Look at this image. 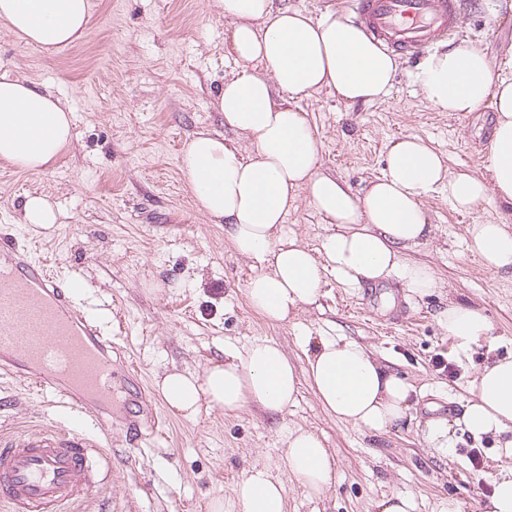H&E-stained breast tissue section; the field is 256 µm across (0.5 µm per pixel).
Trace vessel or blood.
<instances>
[{
    "instance_id": "1",
    "label": "vessel or blood",
    "mask_w": 512,
    "mask_h": 512,
    "mask_svg": "<svg viewBox=\"0 0 512 512\" xmlns=\"http://www.w3.org/2000/svg\"><path fill=\"white\" fill-rule=\"evenodd\" d=\"M368 37L407 58L462 35L457 0H351ZM78 281L54 275L28 247L0 238V369L58 396L82 424L0 435V505L63 512L112 477V339L77 306Z\"/></svg>"
}]
</instances>
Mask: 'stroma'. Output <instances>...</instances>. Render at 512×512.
<instances>
[{"label":"stroma","instance_id":"obj_1","mask_svg":"<svg viewBox=\"0 0 512 512\" xmlns=\"http://www.w3.org/2000/svg\"><path fill=\"white\" fill-rule=\"evenodd\" d=\"M91 2L85 36L51 53L0 28V65L74 116L72 147L48 172L0 165V233L31 244L59 276L82 281L77 304L111 337L113 358L131 363L139 378L115 383L123 394L112 404L117 478L77 512H211L213 501L232 500L252 466L276 459L283 433L298 427L333 449L336 480L316 498L285 476L288 512H374L376 501L397 492L414 497L416 512H446L452 502L459 512H483L495 478L512 476V456L503 438L473 437L461 416L476 371L512 356V272L485 267L467 247L466 227L479 219L512 225V203L492 195L463 212L444 188L426 201L433 237L403 259L431 267L432 293H411L393 279L347 288L328 272L318 306L289 322L267 321L245 295L249 261L183 191V144L199 131L224 134L216 97L239 70L220 0ZM461 19V45L480 46L494 72L512 77V0H464ZM416 68L400 59L389 94L372 104L350 105L325 91L297 104L322 136V170L354 193L381 175L391 142L406 134L440 151L451 174L486 171L491 105L463 117L435 111L411 78ZM34 194L62 213L44 235L18 222ZM452 300L478 307L489 336L459 349L437 318ZM303 336H341L374 349L413 386L410 420L369 434L328 415L305 382L281 415L250 406L187 419L154 392L167 372L202 370L225 346L257 339L278 342L303 366ZM438 358L451 371L435 368ZM140 384L154 392L159 426L130 447L123 424L138 417ZM439 417L451 424L442 446L425 430ZM73 419L58 399L0 370V431Z\"/></svg>","mask_w":512,"mask_h":512}]
</instances>
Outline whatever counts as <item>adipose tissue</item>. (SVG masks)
I'll list each match as a JSON object with an SVG mask.
<instances>
[{
	"instance_id": "adipose-tissue-1",
	"label": "adipose tissue",
	"mask_w": 512,
	"mask_h": 512,
	"mask_svg": "<svg viewBox=\"0 0 512 512\" xmlns=\"http://www.w3.org/2000/svg\"><path fill=\"white\" fill-rule=\"evenodd\" d=\"M230 45L239 65L217 108L232 138L196 134L181 151L180 167L196 209L224 225L234 252L253 261L245 283L250 307L271 322L287 321L318 302L325 272L348 286L398 279L410 292L436 288L428 266L405 263L402 250L433 233L424 202L439 186L461 210L488 195L512 202V77L493 74L482 49L447 46L418 66L413 81L439 112L465 115L483 105L496 114L487 175L450 174L445 157L423 138L406 135L386 155V168L363 195L320 169L323 142L298 99L328 90L346 103H373L392 88L399 63L350 17L333 10L311 17L275 0H221ZM90 0H0V24L25 43L55 50L80 40ZM73 115L27 81L0 76V163L47 171L68 149ZM323 218L317 249L290 234L285 219L299 198ZM469 250L494 270L512 268V225L477 222L466 229ZM440 320L459 348L489 335L472 306L449 302ZM306 366L296 370L267 339L228 347L202 372L173 371L157 384L166 405L186 418L201 408L231 412L254 405L281 414L293 405L300 380L336 420L374 434L409 414L414 388L389 372L362 344L302 337ZM462 422L474 437L512 433V358L487 364L471 383ZM283 473L309 494L334 481L336 458L313 432L284 436ZM269 466H255L234 488L240 512H287V490Z\"/></svg>"
}]
</instances>
